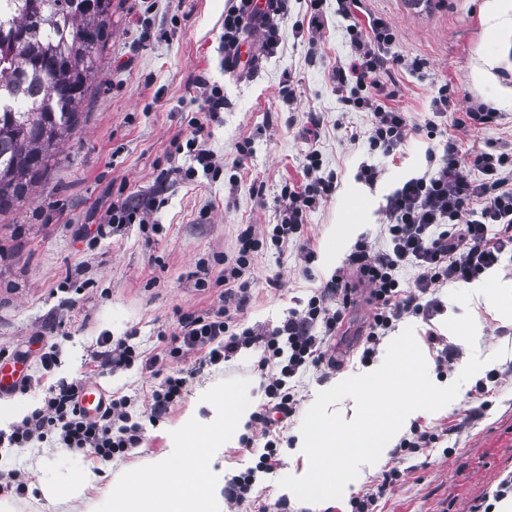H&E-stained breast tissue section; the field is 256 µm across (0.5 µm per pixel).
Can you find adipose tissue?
<instances>
[{"label": "adipose tissue", "mask_w": 512, "mask_h": 512, "mask_svg": "<svg viewBox=\"0 0 512 512\" xmlns=\"http://www.w3.org/2000/svg\"><path fill=\"white\" fill-rule=\"evenodd\" d=\"M246 387H225L219 401L220 418L203 423L188 417L177 433L185 458L180 468L164 459L143 463L134 473L120 474L112 482L109 507L104 512H214L224 475L214 472L211 460L245 430L248 411L240 405Z\"/></svg>", "instance_id": "1"}]
</instances>
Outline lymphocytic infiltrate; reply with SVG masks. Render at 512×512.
I'll return each instance as SVG.
<instances>
[{
    "label": "lymphocytic infiltrate",
    "mask_w": 512,
    "mask_h": 512,
    "mask_svg": "<svg viewBox=\"0 0 512 512\" xmlns=\"http://www.w3.org/2000/svg\"><path fill=\"white\" fill-rule=\"evenodd\" d=\"M229 2L224 12L225 59L234 57L250 28L261 30L267 53H274L279 42L274 16L283 13L286 0H277L274 14L264 16L250 10V0ZM336 6L338 13L352 20L347 30L348 62L337 66L333 73L336 87L344 92L346 105L370 114V150L392 154L419 126L409 112L381 103L376 94L383 89L384 73L397 66L408 67L409 62L389 57L387 49L394 34L383 19L353 21L359 0H336ZM196 84L201 90L193 99L198 114L189 120L194 134L186 147L204 171L214 173L220 170L222 161L202 138L203 121L215 118L223 109L224 93L202 76ZM494 118V112L484 106L471 108L465 117L457 119V134L449 138L433 172L410 178L387 196L383 208L387 249L373 255L367 245H359L346 263L316 289L305 309L292 312L281 326L261 333L238 330L251 290L246 273L255 256L270 245L279 248L293 240L307 239L308 213L336 191L337 175L323 174L317 154L309 153L304 183L285 186L281 193L278 224L262 234L250 226L239 234L236 257L218 277L224 290L217 302L203 312L182 314L178 332L146 359L127 341L114 343L109 337H102L106 349L101 353V367L115 369L137 363L159 377L148 400V419L154 423L169 414L188 383L187 371L166 372L167 363L183 362L196 355L201 361L216 364L239 346L258 342L264 348L259 368L269 371L270 376L264 387L268 402L253 419L265 426L270 422V412L292 414L296 398L291 378L306 366L324 365L323 345L336 335L357 288H366L372 308L364 352L369 358L396 322L408 316L428 318L440 312L441 305L433 296L435 288L450 282L475 281L499 265L505 255H512V145L492 147L466 158L461 155L458 142L459 136L467 134L471 127L490 123ZM474 169L481 173V180L471 178ZM410 267L416 268L418 274L407 282L402 273ZM84 385V380L79 379L50 389L41 407L9 430H0V447L28 448L53 437L62 447L91 453L103 461L136 447L142 425L130 398L112 397L98 415L89 416L78 407ZM276 448L275 441H267L256 466L229 481L225 495L239 512H246L258 474L274 473L278 465Z\"/></svg>",
    "instance_id": "lymphocytic-infiltrate-1"
}]
</instances>
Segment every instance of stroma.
Wrapping results in <instances>:
<instances>
[{
	"label": "stroma",
	"mask_w": 512,
	"mask_h": 512,
	"mask_svg": "<svg viewBox=\"0 0 512 512\" xmlns=\"http://www.w3.org/2000/svg\"><path fill=\"white\" fill-rule=\"evenodd\" d=\"M485 0H360L358 19L380 17L394 29V55L414 61L415 69H394L387 80L395 105L416 123H433V133L411 134L405 146L385 156L369 151L367 113L346 106L331 78L345 64L346 18L336 0H323L325 25L314 39L298 33L310 15L308 0H288L277 19L280 46L274 55L254 49L244 70H224L221 49L227 0H112V36L101 57L96 88L83 109L88 119L77 137L59 149L58 163L36 188L31 201L0 217V353L28 351L26 368L40 382L26 393L0 397V426L9 427L41 406L49 387L86 378L106 394L130 396L143 404L158 380L140 366L91 373V359L102 336L125 339L143 355L157 352L163 338L178 330L181 313L207 308L220 292L215 279L224 257L233 255L244 225L257 229L277 223L285 183H301L309 152L322 160L323 172H336L335 194L307 217L317 258L304 276L298 243L267 246L255 256L249 279L250 300L242 327L281 325L291 309L303 308L311 291L330 278L355 249L368 242L385 249L381 231L385 197L406 180L434 170L453 124L475 105L500 113L498 123L474 126L461 150L472 153L512 141V38L488 28ZM497 59L491 76L475 81L474 65ZM207 76L224 92V110L210 122L208 146L224 166L218 175L197 172L186 181L177 168L192 166L187 151L173 140L191 135L188 124L198 90L197 76ZM292 93H285V86ZM447 92L450 105L441 117L431 101ZM322 125L317 138L304 130L310 113ZM250 140L245 169L234 168L237 144ZM377 165L376 184L358 181L360 163ZM154 196V226L123 224L106 236L97 228L117 194ZM370 203L366 228L355 240L341 229L354 208ZM451 286L436 292L443 309L431 322L409 316L396 331L413 327L426 359L430 380L444 387L460 382L457 397L441 410L421 415L412 428L435 433L433 447L418 452L386 444L378 461L361 465L358 477L341 498L326 501L321 512H351L352 499L381 483L387 471L400 473L375 512H467L474 500L497 489L512 473V373L491 382L489 370L512 364V322L500 317L487 298L461 306L450 298ZM471 313L476 342L467 344L444 325ZM371 317L364 296H357L337 335L327 341L335 368H310L297 381L294 414L275 431L279 465L259 475L251 497L268 512H312L296 497L283 494L280 478L308 472L296 450L300 426L319 392L367 373L361 361L363 332ZM442 344L459 348L448 365L438 363L442 344H431L427 331ZM50 334L59 346L58 366L39 374L44 350L37 335ZM485 362L467 381L459 375L471 356ZM261 352L237 350L223 363L202 367L166 419L145 424L141 442L109 461L74 452L47 441L19 454L0 455V469L19 468L27 493L8 494L0 502L13 512H64L65 506L43 497L45 484L67 486L85 472L96 481L83 497L101 500L116 473L136 469L146 459H175L173 439L188 411L209 418L225 385L248 386L261 380Z\"/></svg>",
	"instance_id": "stroma-1"
}]
</instances>
